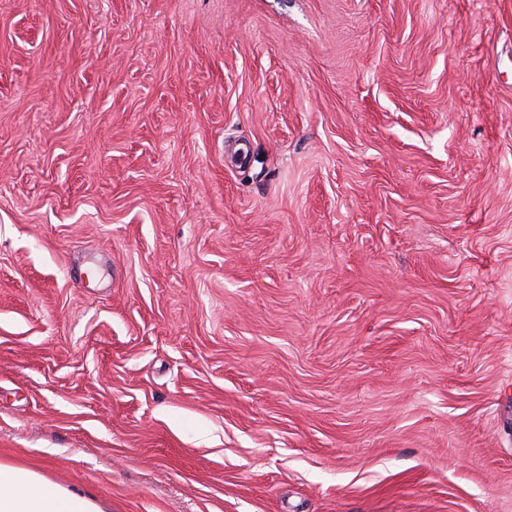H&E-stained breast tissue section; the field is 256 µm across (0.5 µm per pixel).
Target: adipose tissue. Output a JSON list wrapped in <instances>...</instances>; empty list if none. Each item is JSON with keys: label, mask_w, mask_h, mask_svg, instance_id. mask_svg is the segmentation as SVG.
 I'll list each match as a JSON object with an SVG mask.
<instances>
[{"label": "adipose tissue", "mask_w": 512, "mask_h": 512, "mask_svg": "<svg viewBox=\"0 0 512 512\" xmlns=\"http://www.w3.org/2000/svg\"><path fill=\"white\" fill-rule=\"evenodd\" d=\"M0 512H102L91 498L50 487L30 471L0 463Z\"/></svg>", "instance_id": "ef3b65f1"}]
</instances>
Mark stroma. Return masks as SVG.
<instances>
[{"mask_svg": "<svg viewBox=\"0 0 512 512\" xmlns=\"http://www.w3.org/2000/svg\"><path fill=\"white\" fill-rule=\"evenodd\" d=\"M0 463L512 512V0H0Z\"/></svg>", "mask_w": 512, "mask_h": 512, "instance_id": "1", "label": "stroma"}]
</instances>
